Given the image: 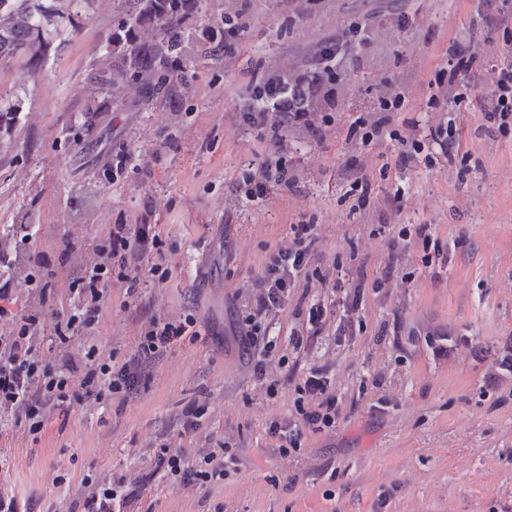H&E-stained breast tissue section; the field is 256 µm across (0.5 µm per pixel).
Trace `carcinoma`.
<instances>
[{
	"instance_id": "1",
	"label": "carcinoma",
	"mask_w": 512,
	"mask_h": 512,
	"mask_svg": "<svg viewBox=\"0 0 512 512\" xmlns=\"http://www.w3.org/2000/svg\"><path fill=\"white\" fill-rule=\"evenodd\" d=\"M57 0H0V61L24 60L32 74L57 35ZM195 0H128L125 17L112 33L114 51L100 76V91L123 90L138 97L168 87L166 65L193 56L199 37L183 18Z\"/></svg>"
}]
</instances>
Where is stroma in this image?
Masks as SVG:
<instances>
[{"label":"stroma","mask_w":512,"mask_h":512,"mask_svg":"<svg viewBox=\"0 0 512 512\" xmlns=\"http://www.w3.org/2000/svg\"><path fill=\"white\" fill-rule=\"evenodd\" d=\"M124 7L93 0L75 22L61 20L34 75L0 62V95L21 102L15 147L0 154V239L44 226L59 284L52 309L63 314L73 305L68 256L92 253L113 224L162 230L166 284L143 269L133 294L110 288L92 335L61 348L45 328L36 344L44 359L80 362L91 347L119 364L136 359L141 324L153 315L194 314L199 333L148 366L129 398L82 402L72 386L40 433L0 409V491L39 512L81 507L86 477L115 487L141 480L134 512H512V379L487 383L512 336V128L498 131L483 110L495 66L512 57V26L499 21L512 0H198L186 27L238 15L233 52L217 40L198 58L171 60L163 97L110 106L86 134L83 112ZM470 42L493 51L473 62L467 100L432 103L448 81L450 47ZM335 45L344 58L327 84L333 119L322 136L241 121L273 60L306 75ZM390 86L405 102L389 130L425 138L422 154L400 167L397 140L367 146L352 133L355 121L375 118ZM450 120L460 144L453 157L429 137ZM280 152L293 187L237 200L234 184ZM121 154L124 169L108 177ZM361 175L371 193L359 208L350 191ZM301 219L317 226L320 278L270 317L273 354L244 352L237 313ZM403 224L430 225L447 262L423 267L421 243L398 239ZM388 264L394 276L377 285ZM358 285L364 301L353 313L346 297ZM316 303L326 327L294 349L290 333ZM441 335L465 342L438 358L430 342ZM476 346L486 360L474 359ZM314 368L336 401L330 430L310 428L293 404ZM273 380L279 394L269 398ZM189 409L198 414L192 428ZM273 421L298 453H281L268 434ZM227 443L237 466L222 479L180 482L158 464L165 446L194 465ZM57 474L64 483H53Z\"/></svg>","instance_id":"1"}]
</instances>
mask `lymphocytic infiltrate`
<instances>
[{"mask_svg": "<svg viewBox=\"0 0 512 512\" xmlns=\"http://www.w3.org/2000/svg\"><path fill=\"white\" fill-rule=\"evenodd\" d=\"M254 103L242 112V120L254 127L280 131L296 122L313 136H321L322 127L315 113L304 108L307 92L299 85L284 86L282 81L268 80L254 92ZM294 176L287 157L264 160L259 175L244 179L239 189L249 198H258L269 186L292 187ZM290 245L271 253L258 282L260 288L241 310L237 322L246 347H262L264 322L280 310L298 277L306 271L311 259L310 246L315 240V227L297 224ZM163 241L156 225L114 224L109 228L105 245L95 249L85 260L70 270L68 291L74 301L72 312L57 317L54 329L60 343H67L77 332H90L98 322V311L112 284L134 292L139 280L133 272L152 255L160 254ZM51 284L45 280L40 266L22 259L11 243H0V408L14 411L25 419L30 432H41L58 400L65 398L72 382H79L85 398L100 399L104 394L132 393L145 364L156 359L163 348L195 335L197 320L193 314L173 318L151 319L140 333L139 361L123 364L98 357L95 349L85 353L90 366L77 374L72 359L61 358L51 364L38 357L35 339L45 329L44 307ZM27 309H19L21 301ZM327 379L321 371H313L296 386L295 406L304 422L321 431L336 425V408L326 399ZM236 457L231 448L203 456L196 466H189L182 454L162 453L159 464L172 477L182 480H214L224 477Z\"/></svg>", "mask_w": 512, "mask_h": 512, "instance_id": "f902f5d3", "label": "lymphocytic infiltrate"}]
</instances>
